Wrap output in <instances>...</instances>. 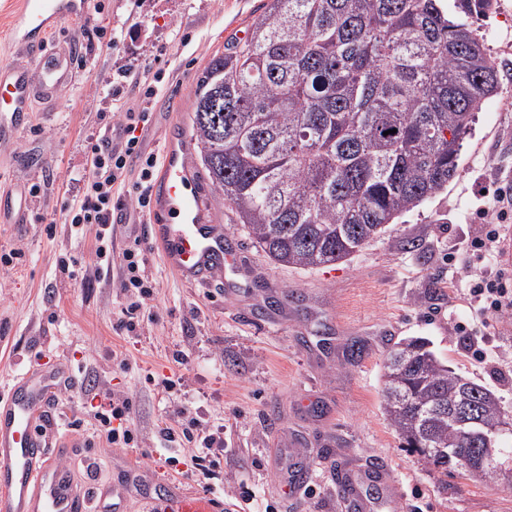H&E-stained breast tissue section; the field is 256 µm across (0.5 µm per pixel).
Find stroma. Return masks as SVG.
<instances>
[{
  "label": "stroma",
  "instance_id": "35a3bbf8",
  "mask_svg": "<svg viewBox=\"0 0 512 512\" xmlns=\"http://www.w3.org/2000/svg\"><path fill=\"white\" fill-rule=\"evenodd\" d=\"M102 3L86 24L53 29L52 41L81 46L76 80L52 102L37 103L33 123L0 147V187H41L29 200L25 234L0 224V252L22 253L15 268H0V396L26 371L68 364L77 380L50 403L47 418L83 416L99 388L128 398L137 447H111L72 429L75 447L60 457L88 492L115 489L119 512H146L168 490L189 512H346L337 481L381 465L397 488L393 512H512V489L440 480L402 448L382 409L387 353L402 339L422 337L443 364L491 390L512 416V308L475 313L463 270L486 221V192L512 193V0H497L496 12L474 22L501 66V84L478 113L447 188L348 261L312 270L271 263L213 195L215 220L241 264L208 287L181 281L147 237L149 215L135 209L139 160L130 161L114 195L135 227L115 226L108 275L83 277L93 236L72 230L67 207L90 169L101 115L112 109V80L123 73L142 82L163 71L147 104L143 142L145 152L161 156L167 140L191 124L209 59L244 40L267 0ZM102 30L115 45L99 39ZM26 155L40 167L23 166ZM134 245L156 290L141 334L128 337L116 323L126 300L123 252ZM63 256L77 262L78 273L61 271ZM461 322L483 337L486 361L471 358ZM353 343L359 356L350 354ZM172 374L183 386L161 392L156 378ZM181 406L223 429L210 487L193 469L191 443L168 445L156 435L163 422L178 424L172 411ZM129 471L138 485H125ZM243 485L251 493L246 501Z\"/></svg>",
  "mask_w": 512,
  "mask_h": 512
}]
</instances>
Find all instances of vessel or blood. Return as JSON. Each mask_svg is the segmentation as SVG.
<instances>
[{"mask_svg": "<svg viewBox=\"0 0 512 512\" xmlns=\"http://www.w3.org/2000/svg\"><path fill=\"white\" fill-rule=\"evenodd\" d=\"M87 15V0H16L9 18L11 41L31 61L0 67L1 144L12 143L27 128L37 100L72 82L74 50L51 45L48 36L54 23ZM190 155L188 142L167 143L150 188L149 236L169 270L184 282L206 286L240 257L225 250L224 230L210 220L208 190ZM28 222L26 196L0 190V223L21 228ZM74 378L73 368L65 365L28 373L0 398V512H89L85 492L55 460L38 425L53 397Z\"/></svg>", "mask_w": 512, "mask_h": 512, "instance_id": "b4317fda", "label": "vessel or blood"}]
</instances>
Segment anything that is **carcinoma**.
<instances>
[{
  "label": "carcinoma",
  "instance_id": "obj_1",
  "mask_svg": "<svg viewBox=\"0 0 512 512\" xmlns=\"http://www.w3.org/2000/svg\"><path fill=\"white\" fill-rule=\"evenodd\" d=\"M492 0H268L249 36L213 56L192 105L194 166L270 261L341 262L448 186L500 69L470 19ZM384 411L435 472L470 480L483 447L448 418L488 426L499 399L423 338L390 351Z\"/></svg>",
  "mask_w": 512,
  "mask_h": 512
}]
</instances>
